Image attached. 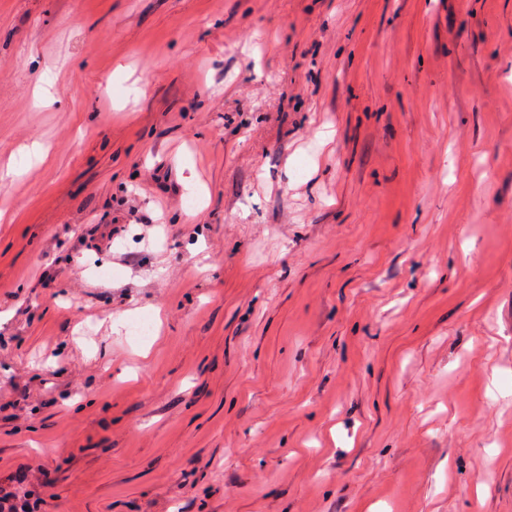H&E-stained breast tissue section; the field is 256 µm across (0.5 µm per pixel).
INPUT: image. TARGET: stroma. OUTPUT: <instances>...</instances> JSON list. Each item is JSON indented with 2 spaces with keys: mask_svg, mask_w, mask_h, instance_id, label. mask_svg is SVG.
Masks as SVG:
<instances>
[{
  "mask_svg": "<svg viewBox=\"0 0 512 512\" xmlns=\"http://www.w3.org/2000/svg\"><path fill=\"white\" fill-rule=\"evenodd\" d=\"M32 468L40 512H512V0H0Z\"/></svg>",
  "mask_w": 512,
  "mask_h": 512,
  "instance_id": "1",
  "label": "stroma"
}]
</instances>
